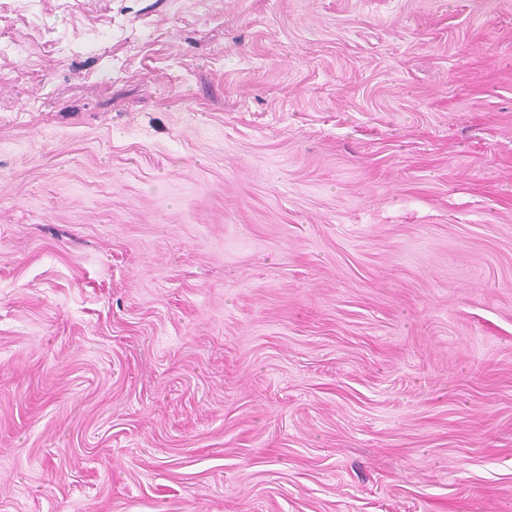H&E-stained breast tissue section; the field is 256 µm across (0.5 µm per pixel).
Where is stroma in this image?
Wrapping results in <instances>:
<instances>
[{"label": "stroma", "mask_w": 512, "mask_h": 512, "mask_svg": "<svg viewBox=\"0 0 512 512\" xmlns=\"http://www.w3.org/2000/svg\"><path fill=\"white\" fill-rule=\"evenodd\" d=\"M0 512H512V0H0Z\"/></svg>", "instance_id": "35a3bbf8"}]
</instances>
